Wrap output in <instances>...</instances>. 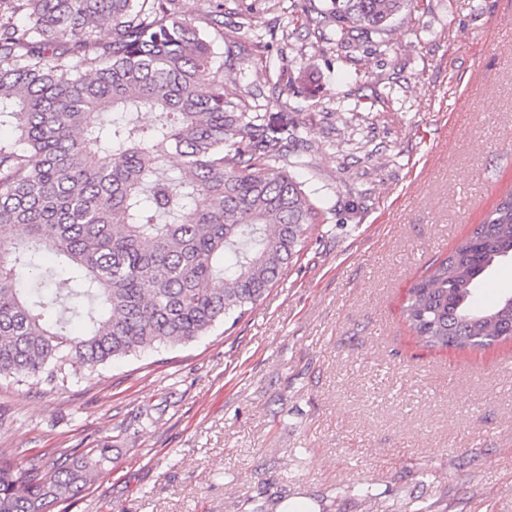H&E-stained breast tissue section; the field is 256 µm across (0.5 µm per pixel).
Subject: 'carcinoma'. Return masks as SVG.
<instances>
[{
  "mask_svg": "<svg viewBox=\"0 0 512 512\" xmlns=\"http://www.w3.org/2000/svg\"><path fill=\"white\" fill-rule=\"evenodd\" d=\"M182 0H0V378L56 386L155 345L238 320L279 283L324 211L290 172L296 128H273L213 65ZM336 47L383 31L412 0H325ZM25 15L29 24L21 26ZM153 112L143 124L139 114ZM68 270L46 298L21 288ZM512 256V192L408 288L403 316L430 348L512 339V295L472 304ZM107 450L47 464L0 450V512H67Z\"/></svg>",
  "mask_w": 512,
  "mask_h": 512,
  "instance_id": "cac0c4a2",
  "label": "carcinoma"
}]
</instances>
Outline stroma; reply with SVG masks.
<instances>
[{"instance_id":"1","label":"stroma","mask_w":512,"mask_h":512,"mask_svg":"<svg viewBox=\"0 0 512 512\" xmlns=\"http://www.w3.org/2000/svg\"><path fill=\"white\" fill-rule=\"evenodd\" d=\"M307 1L223 0L217 48L296 125L325 212L287 276L191 343L0 379V449L108 447L69 512H512V341L430 349L402 314L512 191V0H414L344 50Z\"/></svg>"}]
</instances>
